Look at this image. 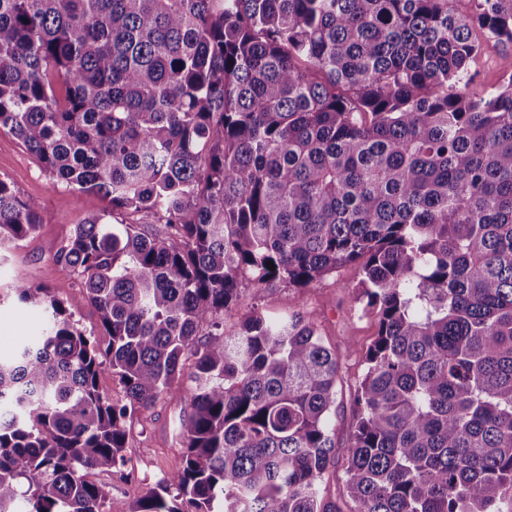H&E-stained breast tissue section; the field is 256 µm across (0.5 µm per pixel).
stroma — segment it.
<instances>
[{"label":"stroma","mask_w":512,"mask_h":512,"mask_svg":"<svg viewBox=\"0 0 512 512\" xmlns=\"http://www.w3.org/2000/svg\"><path fill=\"white\" fill-rule=\"evenodd\" d=\"M0 179L9 182L23 198L38 201L45 216L35 236L22 246L0 251V288L23 280L51 289L73 311L80 328L97 330L94 309L52 257L73 225L81 223L88 214L103 210L105 201L55 183L40 170L36 158L9 135L0 138ZM359 280L358 266L347 264L308 288L272 283L261 300L255 299L251 286L246 285L241 289L236 317L224 321V332L230 335L237 330L239 316L253 308L272 317L300 309L319 325L325 342L336 346L346 358L347 369L338 384L336 446L328 466L330 482L325 491L326 497L337 503L342 500L346 478L352 395L363 374L358 353L366 349L377 333L376 317L352 300ZM43 325L41 311L10 302L0 304V358L11 355L15 338L38 336ZM188 413L184 385L173 384L151 411L132 421L124 450L129 460L127 468L90 473L91 481L109 488L114 512H125L176 467L182 453L180 434Z\"/></svg>","instance_id":"1"}]
</instances>
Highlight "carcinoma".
Segmentation results:
<instances>
[{"label":"carcinoma","mask_w":512,"mask_h":512,"mask_svg":"<svg viewBox=\"0 0 512 512\" xmlns=\"http://www.w3.org/2000/svg\"><path fill=\"white\" fill-rule=\"evenodd\" d=\"M453 2L0 0V132L108 203L53 255L106 345L49 289L10 287L47 329L0 359V512H112L86 474L126 466L127 422L183 377L184 452L127 512H341L320 486L343 359L318 325L256 310L231 336L203 328L246 281L308 288L352 263L378 329L354 391L351 512H497L512 0ZM484 41L508 50L503 80L473 90ZM127 210L157 226L112 222ZM43 223L0 179V246Z\"/></svg>","instance_id":"carcinoma-1"}]
</instances>
